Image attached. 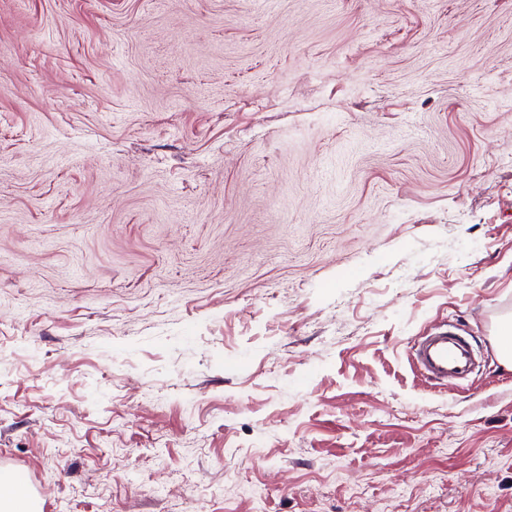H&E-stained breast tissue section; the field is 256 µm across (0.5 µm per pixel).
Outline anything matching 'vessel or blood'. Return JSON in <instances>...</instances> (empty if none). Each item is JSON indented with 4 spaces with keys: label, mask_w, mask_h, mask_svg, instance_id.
Listing matches in <instances>:
<instances>
[{
    "label": "vessel or blood",
    "mask_w": 512,
    "mask_h": 512,
    "mask_svg": "<svg viewBox=\"0 0 512 512\" xmlns=\"http://www.w3.org/2000/svg\"><path fill=\"white\" fill-rule=\"evenodd\" d=\"M411 355L420 374L439 383L465 377L472 367L466 341L445 330L414 338Z\"/></svg>",
    "instance_id": "1"
}]
</instances>
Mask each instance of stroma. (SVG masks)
Masks as SVG:
<instances>
[{
    "label": "stroma",
    "instance_id": "1",
    "mask_svg": "<svg viewBox=\"0 0 512 512\" xmlns=\"http://www.w3.org/2000/svg\"><path fill=\"white\" fill-rule=\"evenodd\" d=\"M512 0H0V468L42 512H512ZM479 366L436 385L409 341ZM411 355L420 374L428 381L440 383L463 378L472 367L468 344L461 336L448 332V328L414 338Z\"/></svg>",
    "mask_w": 512,
    "mask_h": 512
}]
</instances>
